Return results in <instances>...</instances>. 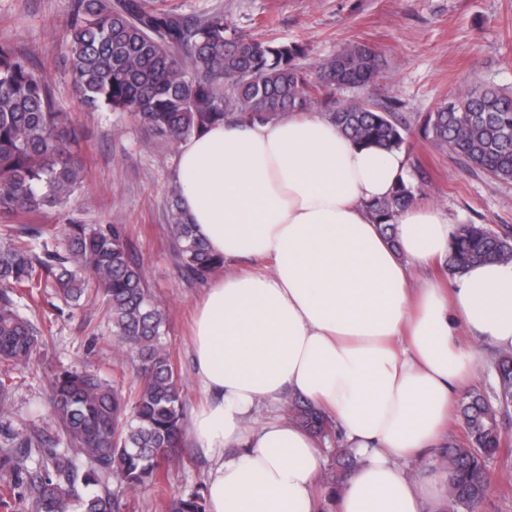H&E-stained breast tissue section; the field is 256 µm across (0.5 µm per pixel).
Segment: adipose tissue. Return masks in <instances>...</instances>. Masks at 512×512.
Returning a JSON list of instances; mask_svg holds the SVG:
<instances>
[{
    "label": "adipose tissue",
    "mask_w": 512,
    "mask_h": 512,
    "mask_svg": "<svg viewBox=\"0 0 512 512\" xmlns=\"http://www.w3.org/2000/svg\"><path fill=\"white\" fill-rule=\"evenodd\" d=\"M405 156L365 146L317 112L219 123L180 145L189 223L225 260L269 262L215 282L196 308L189 422L208 460L207 512H440L448 474L405 463L445 444L450 407L479 356L457 327L512 351V262L437 282L456 230L411 205L388 242L369 211ZM333 417L358 466L319 484L318 442L287 417L291 395Z\"/></svg>",
    "instance_id": "1"
}]
</instances>
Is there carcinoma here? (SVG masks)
<instances>
[{
	"label": "carcinoma",
	"instance_id": "cac0c4a2",
	"mask_svg": "<svg viewBox=\"0 0 512 512\" xmlns=\"http://www.w3.org/2000/svg\"><path fill=\"white\" fill-rule=\"evenodd\" d=\"M65 53L74 89L90 108L128 112L159 138L179 143L224 121H269L305 112L316 101L356 142L400 150L407 127L392 108L336 98L343 88L376 81L378 53L348 44L311 75L299 64L297 42L262 40L238 32L221 11L188 18L138 0H76L66 22ZM424 137L448 149L466 168L512 181V95L476 86L426 113ZM79 132L56 106L47 83L12 45L0 42V215L66 205L81 187L87 160L76 161ZM169 230L178 261L194 281L224 267L183 215L179 185L170 187ZM415 198L402 181L371 210L392 237L393 221ZM41 224L0 225V364L29 363L45 342L43 331L20 310L37 306L42 289L66 303L102 300L113 346L133 353L139 377L127 392L91 369L62 370L48 401L53 427L6 429L0 434V505L26 503L27 512H125L128 497L152 488L166 495L169 465L182 447L183 384L163 342L166 317L121 224H68L66 255L53 251ZM512 260V231L460 224L446 268L459 275L472 264ZM488 391L468 395L464 439L449 438L438 463L449 473L448 512H478L494 480L490 461L505 451L504 422L512 418V353L492 366ZM288 408L317 437L336 429L323 411L299 397ZM335 484L354 464L348 448ZM87 459L82 468L76 457ZM165 512H207L204 490L170 496Z\"/></svg>",
	"mask_w": 512,
	"mask_h": 512
}]
</instances>
